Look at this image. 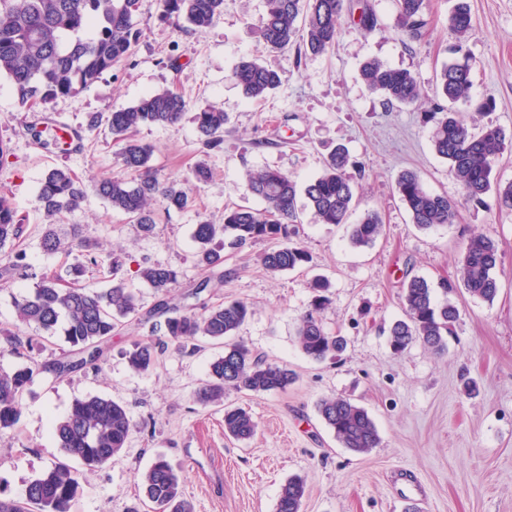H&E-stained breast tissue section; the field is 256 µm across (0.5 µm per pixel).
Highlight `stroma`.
Returning <instances> with one entry per match:
<instances>
[{
    "instance_id": "stroma-1",
    "label": "stroma",
    "mask_w": 512,
    "mask_h": 512,
    "mask_svg": "<svg viewBox=\"0 0 512 512\" xmlns=\"http://www.w3.org/2000/svg\"><path fill=\"white\" fill-rule=\"evenodd\" d=\"M455 2L429 0L427 29L411 40L395 26L393 0H346L334 47L300 59L291 49L266 50L264 0H224L219 18L200 30L162 19L159 0H139L142 34L132 58L77 95L25 111L11 82L0 78V142L8 148L0 190L24 224L20 247L27 263L62 284L81 279L103 291L113 277L80 268L88 254L109 255L140 305L105 343L98 367L60 379L44 370L34 376L17 428L0 431V495H21L62 459L53 422L74 400L99 395L126 406L135 429L117 458L80 467L71 512H127L140 495L138 474L159 454L181 469L193 512H275L283 485L294 477L306 486L302 512H512V213L499 210L492 191L482 204L463 202L447 161L433 149L434 125L424 118L443 66L465 59L473 100L494 99L495 109L477 114L462 104L459 112L468 124L491 123L512 137V0H468L475 32L458 53L448 27ZM365 7L377 18L369 32L358 24ZM244 57L282 77L264 101L246 99L233 79ZM370 58L411 71L427 96L424 108L391 105L370 92L360 77ZM162 86L175 87L189 113L174 126H141L137 136L153 146L151 164L162 176L184 180L196 163L207 164L212 176L194 186L191 206L158 210L148 236L92 192L79 210L48 221L37 201L45 172L66 166L85 183L119 172L120 146L105 119ZM209 107L228 117L224 143L213 150L202 144L191 118ZM50 115L85 128L82 152L44 133ZM340 146L362 165L359 210H375L383 221L374 245L352 247L346 225L314 223L302 206L292 239L312 257L304 268L269 274L261 264L264 241L225 247L217 271L199 265L195 225L223 223L225 210L238 205L257 206L246 190L248 172L277 168L303 185ZM404 170L417 172L429 191L459 200L454 224L422 230L412 223L394 189ZM49 229L61 241L54 253L42 248ZM477 232L487 234L500 255L491 302L472 297L460 279L463 247ZM151 264L177 269L170 301L178 306L199 312L225 300L247 301L252 314L237 341L293 372L295 381L263 394L229 389L223 406L202 405L197 391L210 362L224 352L203 337L168 343L153 369L131 370L126 351L165 320L158 295L137 274ZM216 273L222 286L205 287ZM414 276L436 289L449 284L448 298L459 309L443 354L419 343L398 354L389 346L386 329L403 318L402 288ZM319 277L329 281L332 299L322 320L347 340L335 360L308 358L296 340ZM33 287L15 276L0 281V372L30 360L44 367L69 350L62 336L29 327L30 359L6 354V334L17 326L15 302ZM331 395L369 413L381 436L377 448L357 454L338 444L316 409ZM227 404L251 413L257 425L251 439L225 436Z\"/></svg>"
}]
</instances>
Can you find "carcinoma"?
Segmentation results:
<instances>
[{"label":"carcinoma","mask_w":512,"mask_h":512,"mask_svg":"<svg viewBox=\"0 0 512 512\" xmlns=\"http://www.w3.org/2000/svg\"><path fill=\"white\" fill-rule=\"evenodd\" d=\"M165 18L182 19L194 28H205L224 11V0H160ZM396 26L411 38L422 36L427 26V0H395ZM138 0H0V76L13 84L22 108L32 109L58 98L72 96L92 85L105 71L126 63L133 54L140 30L136 12ZM344 0H265L260 18L265 47L270 51L295 48L297 58L320 55L335 44ZM448 25L462 50L474 31L472 16L465 0L448 17ZM361 76L369 90L387 102L414 105L423 98V90L414 75L405 69L369 60L361 67ZM233 78L250 100H261L282 82L278 72L255 60L240 62ZM470 66L455 62L440 72L437 94L451 103L470 101ZM187 103L170 86L156 89L133 105L112 112L108 118L113 140L121 145V171L101 177L92 190L109 203L112 210L127 215L145 234L156 224L154 204L165 210H184L192 204L185 184L166 179L150 165L153 147L136 138L140 126H171L179 123ZM425 119L435 125L433 147L448 161L465 200L480 204L492 187L496 160L509 147L498 126L487 125L472 131L461 113L438 104ZM194 123L203 144L211 149L224 142L226 116L217 109L195 113ZM348 153L338 148L326 161L322 172L299 189L287 173L266 168L247 176V190L260 199L263 207L237 206L224 212V223L199 222L193 232L198 261L213 269L223 263L218 242L229 240L232 247L256 241L273 243L261 262L271 274L301 268L310 262L303 247L289 239L288 225L297 222V196L304 192L312 219L319 224H345L352 213L355 186L347 173ZM396 192L407 207L412 223L430 229L453 223L457 201L446 194L427 190L419 174L402 173ZM86 196L82 182L66 167L50 168L41 180L38 200L49 216L80 208ZM383 231L379 215L368 210L350 225L349 241L355 247L375 243ZM23 226L11 200L0 192V249L15 246ZM24 253L14 252L6 271L24 279L37 280L33 292L16 303L18 321L25 326L54 335L61 333L73 357L57 359L52 371L65 376L87 365L93 366L102 354V346L121 320L138 311L136 295L118 280L105 292L86 285L61 287L59 279L37 273L23 263ZM498 251L493 240L483 234L472 235L460 260L461 280L467 292L476 298L493 301L498 284ZM139 277L162 296L160 306L170 311L163 335L183 342L199 336L224 342L236 335L251 315L244 300L213 305L197 314L190 309L169 306L168 297L178 283V272L155 264L138 269ZM330 283L317 279L312 283L311 308L300 319L297 342L303 353L316 361L334 359L346 348L343 336L327 330L320 312L330 303ZM405 318L388 328V342L396 353L421 342L435 352L446 348L445 336L459 316L458 308L435 302V289L422 277H413L402 289ZM160 338L137 340L126 352L129 367L145 372L156 364ZM33 349L31 340L15 336L0 355L22 356ZM34 370L25 367L13 373H0V430L15 428L21 418V399L33 379ZM209 380L199 390L204 404L224 407V432L243 440L255 434L256 424L250 412L240 406H224L228 388L264 393L284 389L293 382L286 368L268 364L242 343L227 344L224 355L209 365ZM318 412L342 447L354 453L370 452L380 444V435L368 412L341 397L319 401ZM133 429L127 408L110 398L89 396L76 400L69 412L54 423L53 431L65 460L52 462L42 476L30 482L23 495L0 497V512H70L80 490L78 463L99 467L118 456ZM143 498L153 512H191L183 497V476L164 456L137 476ZM305 484L293 478L282 487L276 512H302Z\"/></svg>","instance_id":"1"}]
</instances>
